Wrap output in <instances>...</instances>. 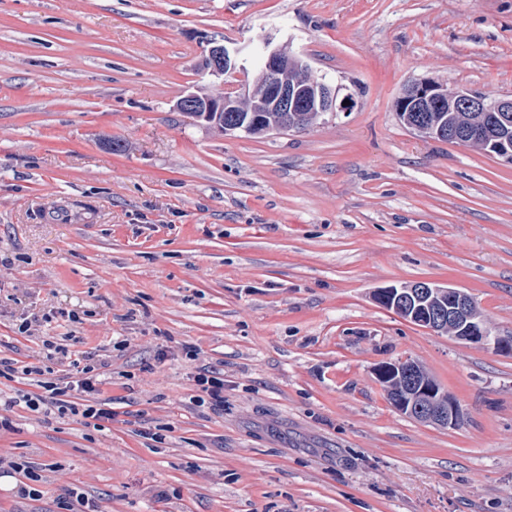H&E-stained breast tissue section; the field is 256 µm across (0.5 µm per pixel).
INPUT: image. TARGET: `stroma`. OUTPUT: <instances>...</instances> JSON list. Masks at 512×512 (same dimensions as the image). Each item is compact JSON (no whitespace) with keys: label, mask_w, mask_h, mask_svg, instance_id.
<instances>
[{"label":"stroma","mask_w":512,"mask_h":512,"mask_svg":"<svg viewBox=\"0 0 512 512\" xmlns=\"http://www.w3.org/2000/svg\"><path fill=\"white\" fill-rule=\"evenodd\" d=\"M213 38L241 69L203 71ZM266 40L354 108L256 136L177 110L244 85ZM426 78L511 98L512 0H0V351L44 366L30 313L80 356L127 343L102 427L8 411L0 453L47 481L21 500L0 480V512L75 492L100 512H512V355L373 298L443 283L512 336V164L404 126ZM183 342L223 371V409L189 405ZM407 358L458 428L390 404L376 372Z\"/></svg>","instance_id":"35a3bbf8"}]
</instances>
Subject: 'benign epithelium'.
<instances>
[{
	"label": "benign epithelium",
	"mask_w": 512,
	"mask_h": 512,
	"mask_svg": "<svg viewBox=\"0 0 512 512\" xmlns=\"http://www.w3.org/2000/svg\"><path fill=\"white\" fill-rule=\"evenodd\" d=\"M265 64L252 88L226 89L217 96L188 93L179 99L178 110L196 121H203L226 135L247 133L258 126L255 115L235 116L225 121V113L239 112L244 102L254 98L256 89H262L259 98L260 112H278L280 117L265 126L261 133L289 131L293 123L288 113L306 112L316 118L328 113L348 111L354 103L344 106L337 102L336 90L323 81L298 83L288 80L292 70L307 69L309 65L284 47H270L265 41L258 47ZM240 49L231 48L221 41H212L205 55V68L214 76H222L237 66ZM472 112L478 115L476 123L464 130L452 133L448 128L430 122L429 113ZM398 112L405 113L407 124L425 136L446 138L448 136L463 146L477 140L487 147V152L512 163V144L501 135L502 129L512 124V99L489 101L485 97L464 90L454 92L442 83L427 79L409 84L400 99ZM442 291L448 294V311L419 316L413 305ZM385 306L397 311L400 317L433 332L446 331L464 343H487L496 350L512 354V341L492 335L484 319L478 317L473 299L450 287H441L434 282L415 281L400 286H388L378 290ZM435 388L421 383L418 396L410 403L400 402L398 407L407 410L411 418L438 426L455 428L461 422V409L453 397L433 399Z\"/></svg>",
	"instance_id": "1"
}]
</instances>
